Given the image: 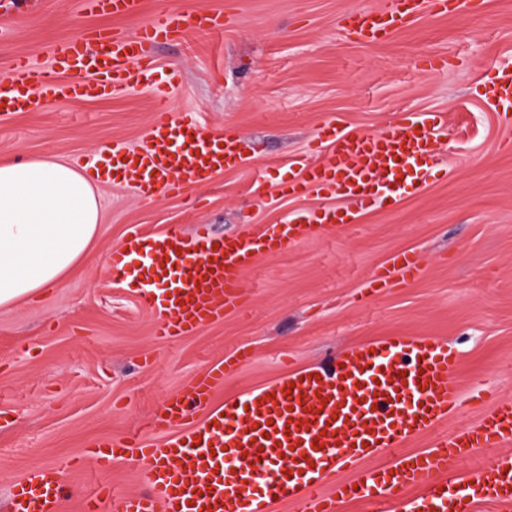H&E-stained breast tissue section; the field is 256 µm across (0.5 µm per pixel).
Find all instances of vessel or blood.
I'll list each match as a JSON object with an SVG mask.
<instances>
[{
    "label": "vessel or blood",
    "mask_w": 512,
    "mask_h": 512,
    "mask_svg": "<svg viewBox=\"0 0 512 512\" xmlns=\"http://www.w3.org/2000/svg\"><path fill=\"white\" fill-rule=\"evenodd\" d=\"M442 0H386L378 9L349 14L351 25L378 39ZM88 10L136 14L141 0H85ZM219 15L204 10L165 8L152 13L133 35L92 28L52 48L53 64L38 69L19 61L10 79L0 80L6 112H35L46 99L86 101L131 85L157 94V116L140 149L112 144V177L129 184L138 199L180 197L207 185L227 168L247 166L250 155L238 131L208 130L196 113L171 115L169 80L152 52L163 39L218 31ZM77 80H70V73ZM497 111L512 110V71L493 83ZM443 118L435 112L402 113L376 133L334 130L327 158L298 157V175L282 184L281 197L316 193L349 197L363 204L396 201L416 190L419 173L438 154L435 133ZM355 212L326 209L313 217L285 220L277 234L190 238L178 224L162 233H128L112 251V275L135 285L142 307L156 311L155 336L189 334L219 321L245 302L243 273L257 258L287 252L312 223L348 226ZM423 272L413 252L397 255L374 274L384 286L416 279ZM167 281L155 290L158 281ZM460 357L437 338L394 337L350 347L329 367L289 371L247 391L197 419L196 410L232 371L212 368L183 395L164 405L151 426L161 438L145 442L133 432L103 441L87 454L102 469L120 461H144L146 490L114 496V512H269L274 502L295 512H338L347 501L364 502L368 512H473L481 503L512 512V399H495L472 426L439 438L430 449L404 452L412 438L434 431L461 401L456 371ZM498 455L464 476L457 464L480 448ZM389 452V465L363 468L364 460ZM351 479L325 490L340 469ZM63 473L38 469L14 482L11 512H58ZM416 487L420 497H405Z\"/></svg>",
    "instance_id": "b4317fda"
}]
</instances>
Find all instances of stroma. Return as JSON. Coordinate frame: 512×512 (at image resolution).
Returning a JSON list of instances; mask_svg holds the SVG:
<instances>
[{
	"label": "stroma",
	"instance_id": "1",
	"mask_svg": "<svg viewBox=\"0 0 512 512\" xmlns=\"http://www.w3.org/2000/svg\"><path fill=\"white\" fill-rule=\"evenodd\" d=\"M382 4L144 0L134 16H90L81 0L0 6V74L20 55L49 66L56 43L89 27L134 34L161 7L224 12L223 31L167 42L155 55L174 76L171 108L195 111L215 131L236 129L253 157L252 166L193 189V206L178 197L146 205L126 185L99 183L94 259L39 299L0 309V512H8L12 483L39 467L63 470L62 512H81L101 484L119 494L142 488V462L113 463L104 475L86 448L132 431L151 436L165 400L243 347L252 360L225 375L212 406L357 344L448 340L461 355L463 402L434 434L407 442L409 452L475 424L482 409L470 399L478 390L512 397V117L485 101L497 70L512 67V0H467L454 15L429 10L380 44L345 28L349 11ZM429 59L436 69L426 68ZM154 107L144 85L0 115V159L76 165L115 140L142 146ZM402 112L445 116L441 153L421 193L363 207L358 231L323 227L287 254L259 259L244 277L246 304L223 320L173 342L154 336L156 313L111 274L112 250L131 228L274 232L285 216L327 204L314 195L279 198L275 187L291 175L292 159L332 127L374 132ZM259 174L261 193L253 186ZM403 250L423 257L421 278L361 298L369 276Z\"/></svg>",
	"mask_w": 512,
	"mask_h": 512
}]
</instances>
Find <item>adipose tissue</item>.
Wrapping results in <instances>:
<instances>
[{
  "instance_id": "obj_1",
  "label": "adipose tissue",
  "mask_w": 512,
  "mask_h": 512,
  "mask_svg": "<svg viewBox=\"0 0 512 512\" xmlns=\"http://www.w3.org/2000/svg\"><path fill=\"white\" fill-rule=\"evenodd\" d=\"M100 223V196L84 169L0 161V308L57 286L90 256Z\"/></svg>"
}]
</instances>
